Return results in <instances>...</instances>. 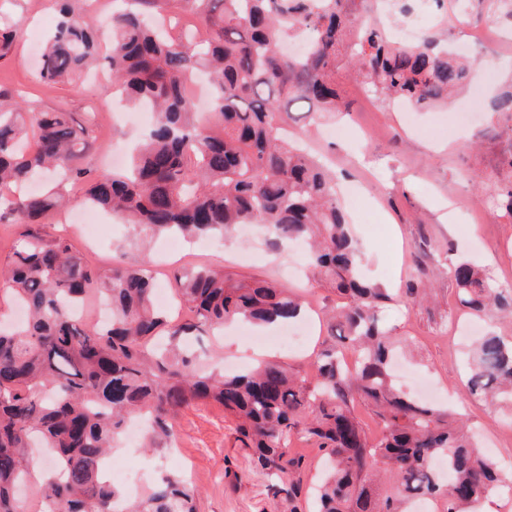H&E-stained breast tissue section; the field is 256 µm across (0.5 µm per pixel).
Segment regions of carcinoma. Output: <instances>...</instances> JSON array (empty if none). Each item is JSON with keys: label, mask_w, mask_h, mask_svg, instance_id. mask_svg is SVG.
I'll list each match as a JSON object with an SVG mask.
<instances>
[{"label": "carcinoma", "mask_w": 512, "mask_h": 512, "mask_svg": "<svg viewBox=\"0 0 512 512\" xmlns=\"http://www.w3.org/2000/svg\"><path fill=\"white\" fill-rule=\"evenodd\" d=\"M70 2L61 0L41 80L64 81L101 57L113 88L132 105L150 107L154 124L126 170L101 169L90 178L82 166L86 129L70 113L33 112L0 90V222L19 230L0 282L26 311L20 326L0 330V512H20L31 448L46 449L53 469L41 483L49 512H199L195 493L176 474L125 506L101 473L130 417L146 416L153 441L170 442L175 418L199 402L224 408L239 447L263 470L286 478L302 469L289 453L295 436L321 449L328 470L315 512H412L414 502L437 498L446 512H472L481 496L504 486L507 476L475 452L452 411L395 388L396 347L378 319L391 296L360 275L361 252L334 178L279 134L296 107L346 111L336 86L343 67L379 99L430 109L466 88L473 62L434 37L393 43L380 21L354 13L349 0H133L142 9L112 15V42L102 54L91 18ZM483 3L489 20L512 18V0ZM295 30L311 34L302 56L281 51ZM198 70L212 85V111L203 119L186 95V78ZM492 110L512 117V75ZM46 173L57 175L54 186L29 191ZM85 180L90 203L153 235H226L257 224L272 247L306 242L315 275L342 299L329 322L358 353L355 369L345 368L332 342L316 353L312 382L275 361L248 373H203L185 340L237 320L290 323L305 310L301 296L205 265L180 268L171 284L188 315L167 319L154 303L148 255L122 254L102 274L66 235L42 223L67 205V185ZM448 275L460 311L512 316V288L479 266L460 261ZM92 294L110 302L109 325L79 314ZM464 387L474 397L512 399V342L481 337ZM357 401L377 418L379 435L366 430ZM438 457L446 479L432 466Z\"/></svg>", "instance_id": "carcinoma-1"}]
</instances>
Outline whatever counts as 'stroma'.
<instances>
[{
  "label": "stroma",
  "instance_id": "35a3bbf8",
  "mask_svg": "<svg viewBox=\"0 0 512 512\" xmlns=\"http://www.w3.org/2000/svg\"><path fill=\"white\" fill-rule=\"evenodd\" d=\"M57 17L47 0H0V24L17 33L11 53L0 59V88L25 95L32 110L91 119L98 131L84 165L96 171L107 165L113 141L132 142L139 130L111 121L117 97L105 74L40 81L39 36L54 29ZM485 72L478 67L470 85L484 115L467 125H458L450 111H398L362 94L360 81L347 70L336 78L351 110L325 117L324 122L348 127L353 138H322L310 128V116L304 112L292 113L289 125L303 132L304 146L322 156L336 174L338 195L362 252L364 276L394 292L379 316L400 342L404 362L437 385L440 402L458 409L466 424L480 431L482 452L502 465L512 459V442L505 438L512 432V403L472 399L463 381L474 331L490 330L512 340V318L494 313L477 321L461 313L448 277L449 265L465 258L485 266L498 282L512 277V217L498 208L495 191L498 182L512 176L501 153L503 142L512 140V120L486 111L494 85ZM85 190L81 183L70 186L68 207L47 221L65 225L76 253L100 271L111 269L120 253L145 251L163 288L169 287L174 269L204 264L233 275L272 279L301 295L315 309L312 337L304 348L286 351L273 344L259 353L229 327L224 331V356L243 365L262 358L277 360L292 372L314 378L312 360L329 341L327 315L339 298L313 278L306 253L288 244L268 247L257 226L248 238L228 239L207 251H194L187 243L173 252L142 227L104 213L99 216V236L91 240L73 220L85 205ZM446 204L454 215L450 224L439 219ZM421 269L431 281V297L415 303L406 298L405 288ZM177 430L175 447L120 448L115 456L120 463L142 469L147 487L166 473L184 476L198 495L200 512H288L295 505L309 512L311 489L323 470L318 449L293 442L291 453L303 458L305 466L292 498L288 481L257 472L247 450L236 446L233 423L222 408L190 407L181 414Z\"/></svg>",
  "mask_w": 512,
  "mask_h": 512
}]
</instances>
